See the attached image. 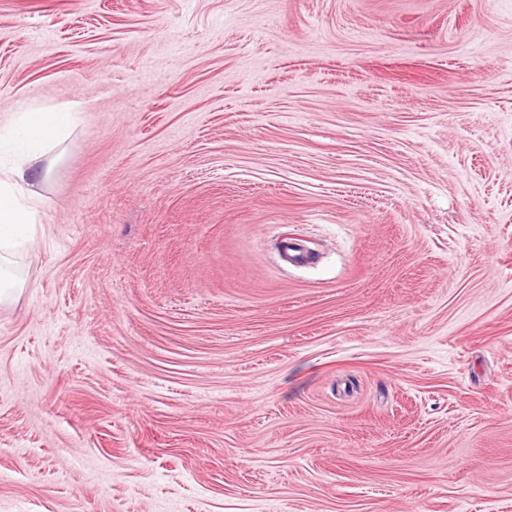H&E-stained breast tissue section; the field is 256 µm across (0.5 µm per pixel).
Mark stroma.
Here are the masks:
<instances>
[{"label":"stroma","instance_id":"1","mask_svg":"<svg viewBox=\"0 0 512 512\" xmlns=\"http://www.w3.org/2000/svg\"><path fill=\"white\" fill-rule=\"evenodd\" d=\"M28 104L0 512H512V0H0ZM77 114L30 105L14 115L13 132L23 154L13 166L3 171L0 168V303L23 288L19 280L8 275L6 267L12 262L18 240L28 233L24 238L28 242L35 224H39L42 201L29 189L34 162L67 136Z\"/></svg>","mask_w":512,"mask_h":512}]
</instances>
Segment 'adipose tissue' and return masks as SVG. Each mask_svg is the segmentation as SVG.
<instances>
[{"instance_id": "adipose-tissue-1", "label": "adipose tissue", "mask_w": 512, "mask_h": 512, "mask_svg": "<svg viewBox=\"0 0 512 512\" xmlns=\"http://www.w3.org/2000/svg\"><path fill=\"white\" fill-rule=\"evenodd\" d=\"M76 120L75 113L27 106L13 122V132L23 154L13 166L0 170V301L20 291V281L6 270L19 240L39 222L41 199L30 189L34 164L54 144L64 139Z\"/></svg>"}]
</instances>
